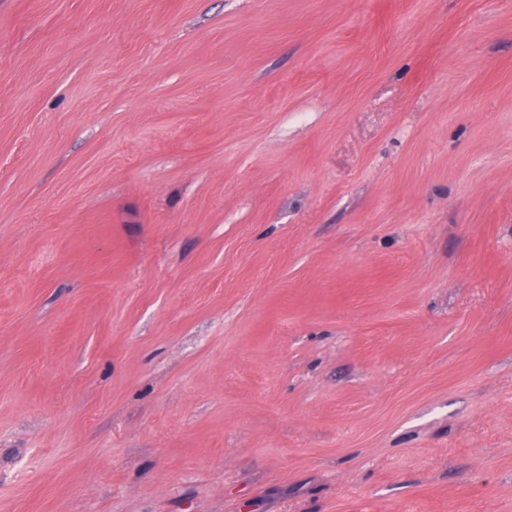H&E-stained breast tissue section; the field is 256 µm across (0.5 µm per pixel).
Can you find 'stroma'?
<instances>
[{"label": "stroma", "mask_w": 512, "mask_h": 512, "mask_svg": "<svg viewBox=\"0 0 512 512\" xmlns=\"http://www.w3.org/2000/svg\"><path fill=\"white\" fill-rule=\"evenodd\" d=\"M0 512H512V0H0Z\"/></svg>", "instance_id": "stroma-1"}]
</instances>
